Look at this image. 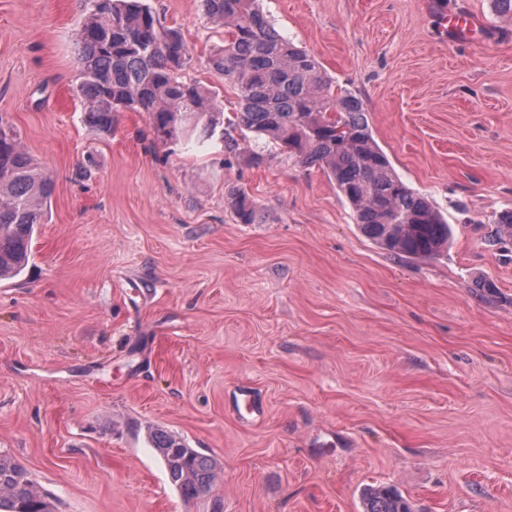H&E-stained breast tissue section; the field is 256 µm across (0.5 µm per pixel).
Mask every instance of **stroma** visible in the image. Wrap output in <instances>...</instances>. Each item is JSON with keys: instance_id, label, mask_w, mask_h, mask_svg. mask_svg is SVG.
I'll use <instances>...</instances> for the list:
<instances>
[{"instance_id": "35a3bbf8", "label": "stroma", "mask_w": 512, "mask_h": 512, "mask_svg": "<svg viewBox=\"0 0 512 512\" xmlns=\"http://www.w3.org/2000/svg\"><path fill=\"white\" fill-rule=\"evenodd\" d=\"M221 86L200 0H148ZM275 29L356 94L396 173L453 227L404 258L336 183L278 146L251 165L158 142L142 112L84 124L82 0H0V116L54 182L21 276L0 281V451L56 512H512V15L492 0H262ZM475 27L462 38L443 14ZM255 200L236 222L230 187ZM494 290L477 287V279ZM259 417L247 422L242 393ZM161 428L218 464L184 501ZM363 512H412L409 502L394 488L368 486L361 493Z\"/></svg>"}]
</instances>
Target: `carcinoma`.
<instances>
[{
  "instance_id": "cac0c4a2",
  "label": "carcinoma",
  "mask_w": 512,
  "mask_h": 512,
  "mask_svg": "<svg viewBox=\"0 0 512 512\" xmlns=\"http://www.w3.org/2000/svg\"><path fill=\"white\" fill-rule=\"evenodd\" d=\"M84 0L75 32L76 91L91 131L112 133V113L143 112L156 139H211L232 127L276 142L305 165H320L348 201L356 224L383 249L428 257L448 245L451 227L424 195L409 188L376 143L362 100L336 91L322 65L281 36L259 0H201L223 33L208 64L235 91L239 109L224 120L219 89L188 77L193 55L181 33L164 25L146 0ZM53 183L41 172L14 126L0 128V280L18 276L32 255L36 226L46 221ZM241 224L257 205L229 191ZM497 238L512 239V211L499 214ZM149 442L187 500L208 494L217 462L165 430ZM364 512H412L394 488L368 486ZM0 512H54L50 496L10 454L0 451Z\"/></svg>"
}]
</instances>
